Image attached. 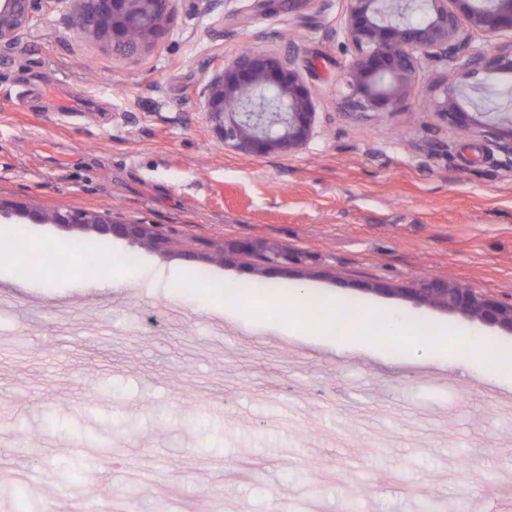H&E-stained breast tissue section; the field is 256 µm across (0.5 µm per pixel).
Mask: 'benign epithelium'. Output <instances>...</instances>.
<instances>
[{"label":"benign epithelium","mask_w":512,"mask_h":512,"mask_svg":"<svg viewBox=\"0 0 512 512\" xmlns=\"http://www.w3.org/2000/svg\"><path fill=\"white\" fill-rule=\"evenodd\" d=\"M41 0H0V44L19 40ZM70 23L81 35L103 37L134 52L168 20L174 0H73ZM415 0H343L335 36L350 53L343 74V104L351 112H392L421 85L425 68L445 63L432 83L430 105L444 121L465 125L464 88L454 61L471 76L512 74V0H420L423 17L408 15ZM506 35L486 49L477 38ZM206 111L219 141L238 153L265 157L296 153L315 135L314 92L294 62L249 50L239 54L207 86ZM42 223L81 224L102 233L153 242L143 224H112L93 212L37 215ZM418 300L512 329V304L458 284L430 282Z\"/></svg>","instance_id":"1"}]
</instances>
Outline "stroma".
<instances>
[{"label":"stroma","mask_w":512,"mask_h":512,"mask_svg":"<svg viewBox=\"0 0 512 512\" xmlns=\"http://www.w3.org/2000/svg\"><path fill=\"white\" fill-rule=\"evenodd\" d=\"M40 0L0 46V213L45 245L77 244L45 286L0 276V484L11 512H512V376L345 351L179 287L305 284L358 311L443 321L512 351V330L417 302L431 281L512 303V167L429 94L394 112L341 106L342 0H176L136 54ZM292 55L317 98L307 147L225 150L209 79L244 49ZM428 151H416V144ZM90 211L150 225L151 248L37 221ZM269 242L291 263L240 250ZM136 257L121 288L84 257ZM112 453L101 456L104 442Z\"/></svg>","instance_id":"35a3bbf8"}]
</instances>
